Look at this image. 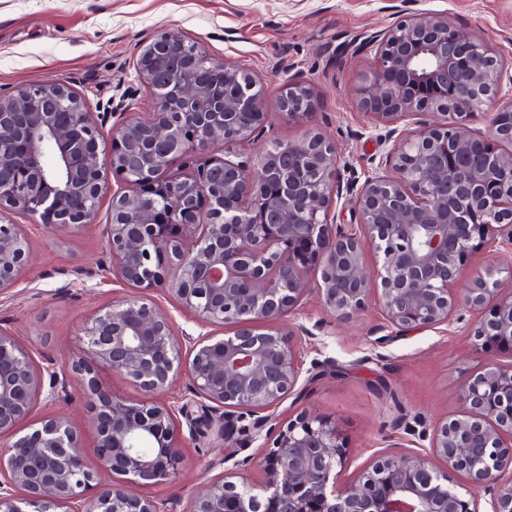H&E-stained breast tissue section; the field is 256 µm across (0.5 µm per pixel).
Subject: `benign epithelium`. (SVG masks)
<instances>
[{
	"mask_svg": "<svg viewBox=\"0 0 512 512\" xmlns=\"http://www.w3.org/2000/svg\"><path fill=\"white\" fill-rule=\"evenodd\" d=\"M366 51L355 100L391 126V147L360 185L343 181L336 148L319 133L255 147L266 122L260 78L178 32L138 49L135 71L152 112L130 111L128 90L94 114L67 81L0 94V213L79 230L96 223L112 172L125 187L112 193L107 249L117 275L141 290L96 313L83 327V356L62 367L40 364L0 328V442L13 438L0 453V512H165L133 486L176 476L185 458L181 416L223 440L226 462L237 434L263 448L260 481L228 468L191 494L188 512H512V359L484 364L460 391L465 411L419 433L428 444L380 456L342 486L336 469L347 448L336 422L301 411L275 428L262 414L301 379L279 322L309 291L314 269L324 306L341 322L374 295L397 335L446 325L465 306L479 312L468 335L512 354V295L498 297L500 269L454 289L475 249L498 237L512 245V151L501 148L512 144V103L496 109L486 133L467 125L500 91L501 57L444 15L408 11L353 45ZM278 104L297 119L312 95L290 80ZM429 112L445 121L412 127ZM178 162L189 172L172 171ZM345 195L356 233L332 211ZM368 246L380 256L372 273L362 262ZM28 261L27 225L1 223L0 292ZM156 290L197 325L231 326L233 335L176 336L150 298ZM257 321L269 327L256 329ZM103 371L125 375L146 398H115ZM182 371L206 403L160 400ZM75 386L97 433V469L79 431L57 417L19 434L36 407ZM455 472L468 493L451 484Z\"/></svg>",
	"mask_w": 512,
	"mask_h": 512,
	"instance_id": "7a95c632",
	"label": "benign epithelium"
}]
</instances>
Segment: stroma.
I'll return each mask as SVG.
<instances>
[{
    "label": "stroma",
    "instance_id": "35a3bbf8",
    "mask_svg": "<svg viewBox=\"0 0 512 512\" xmlns=\"http://www.w3.org/2000/svg\"><path fill=\"white\" fill-rule=\"evenodd\" d=\"M395 0H0V90L56 80L70 82L90 111L137 86L132 65L138 44L173 31L198 41L214 58L257 72L265 81L267 130L261 145L296 143L312 133L332 141L344 178L364 181L385 150L384 125L361 112L355 87L367 55L337 56L338 47L388 27ZM413 12L447 15L457 29L489 40L503 59L499 102L512 101V0H413ZM295 79L312 92V108L287 119L278 107L281 85ZM120 180L107 175L96 224L63 235L28 224L30 263L12 288L0 292V327L44 365L59 367L81 354L86 322L112 300L137 287L112 271L104 226ZM512 248L489 244L469 257L457 282L501 267L502 295L512 294ZM475 312L462 308L448 324L404 336L387 334L378 301L352 321H338L318 291H309L282 330L294 339L310 381L272 414L286 423L300 411L336 420L345 438L339 481L356 476L378 452L407 443L406 425L428 426L458 411L464 384L492 353L467 334ZM64 417L81 434L82 451L98 466L97 435L80 390L30 416ZM187 462L147 495L186 512V493L206 478L207 462L223 457L222 441L185 438Z\"/></svg>",
    "mask_w": 512,
    "mask_h": 512
}]
</instances>
